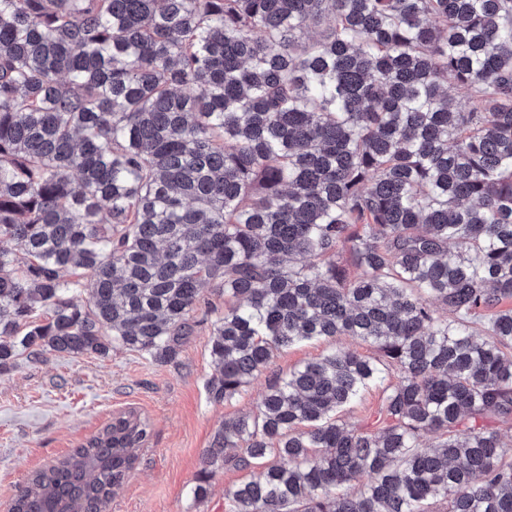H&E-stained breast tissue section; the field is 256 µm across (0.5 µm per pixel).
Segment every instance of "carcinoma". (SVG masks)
<instances>
[{
    "label": "carcinoma",
    "instance_id": "obj_1",
    "mask_svg": "<svg viewBox=\"0 0 512 512\" xmlns=\"http://www.w3.org/2000/svg\"><path fill=\"white\" fill-rule=\"evenodd\" d=\"M204 306L215 404L297 342L378 356L275 374L196 499L259 466L224 512H512V0H0V372L171 363ZM149 438L118 413L11 512H107ZM382 397V387L370 386L364 389L359 398L340 415L352 423L373 424L378 417Z\"/></svg>",
    "mask_w": 512,
    "mask_h": 512
}]
</instances>
